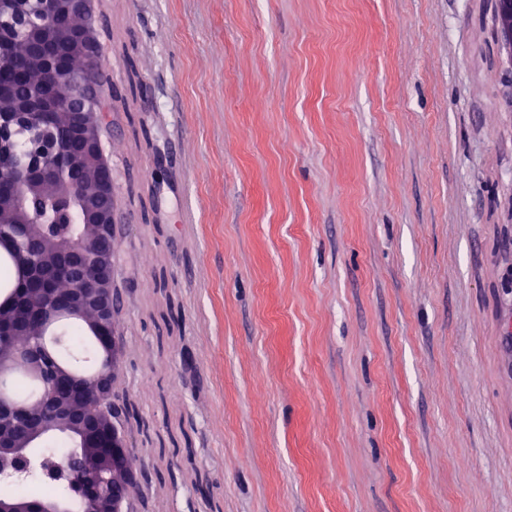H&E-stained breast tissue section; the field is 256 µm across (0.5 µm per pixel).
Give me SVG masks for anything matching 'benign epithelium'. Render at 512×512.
Here are the masks:
<instances>
[{
    "mask_svg": "<svg viewBox=\"0 0 512 512\" xmlns=\"http://www.w3.org/2000/svg\"><path fill=\"white\" fill-rule=\"evenodd\" d=\"M507 24L503 50L512 61V0H500ZM46 20L32 19L26 35L38 47L37 72L26 99L14 98L27 71L0 75V100L14 111L0 123L21 121L51 137V162L39 168L11 165L0 144V215L15 231L0 233V247L20 258L22 291L0 299V378L24 371L41 383L36 397L0 392V480L34 473L63 482L52 499L0 497V512H129L140 471L124 463L125 430L112 418V383L118 365L114 317L116 239L112 171L103 149L104 112L96 105L99 44L91 0H45ZM56 191L81 208L83 230L58 247L26 223L35 195ZM83 323L97 339L96 366L57 362L46 335L64 321ZM67 448L36 459L31 449L52 438Z\"/></svg>",
    "mask_w": 512,
    "mask_h": 512,
    "instance_id": "1",
    "label": "benign epithelium"
}]
</instances>
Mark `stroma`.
<instances>
[{"instance_id":"obj_1","label":"stroma","mask_w":512,"mask_h":512,"mask_svg":"<svg viewBox=\"0 0 512 512\" xmlns=\"http://www.w3.org/2000/svg\"><path fill=\"white\" fill-rule=\"evenodd\" d=\"M135 512H512L496 0H93Z\"/></svg>"}]
</instances>
